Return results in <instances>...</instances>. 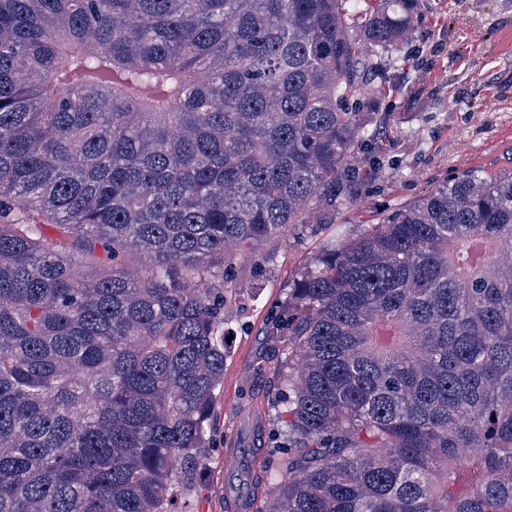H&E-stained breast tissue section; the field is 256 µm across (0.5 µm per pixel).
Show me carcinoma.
I'll return each mask as SVG.
<instances>
[{"instance_id":"cac0c4a2","label":"carcinoma","mask_w":512,"mask_h":512,"mask_svg":"<svg viewBox=\"0 0 512 512\" xmlns=\"http://www.w3.org/2000/svg\"><path fill=\"white\" fill-rule=\"evenodd\" d=\"M396 2L0 0V512H181L233 298L199 284L357 197ZM270 336L256 512H512V172L324 249Z\"/></svg>"}]
</instances>
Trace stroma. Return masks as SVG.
Masks as SVG:
<instances>
[{
	"label": "stroma",
	"instance_id": "1",
	"mask_svg": "<svg viewBox=\"0 0 512 512\" xmlns=\"http://www.w3.org/2000/svg\"><path fill=\"white\" fill-rule=\"evenodd\" d=\"M415 29L384 56L396 90L367 105L381 178L334 223L297 225L225 272L238 301L214 408L218 453L198 472L186 512H227L225 449H256L273 434L285 353L267 331L323 246L370 230L443 178L512 172V0H420Z\"/></svg>",
	"mask_w": 512,
	"mask_h": 512
}]
</instances>
